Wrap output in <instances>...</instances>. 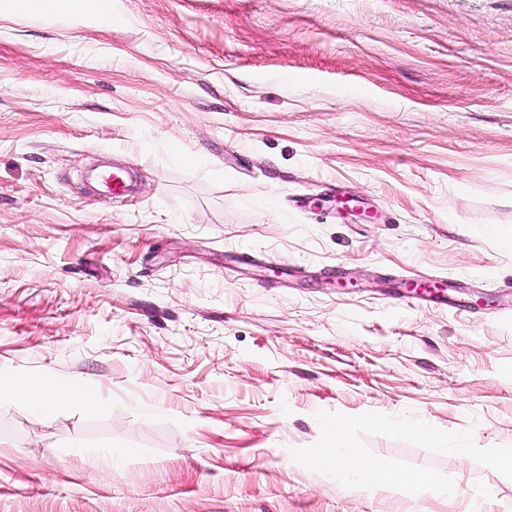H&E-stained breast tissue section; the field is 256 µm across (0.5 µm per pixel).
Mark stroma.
Wrapping results in <instances>:
<instances>
[{
    "label": "stroma",
    "mask_w": 512,
    "mask_h": 512,
    "mask_svg": "<svg viewBox=\"0 0 512 512\" xmlns=\"http://www.w3.org/2000/svg\"><path fill=\"white\" fill-rule=\"evenodd\" d=\"M1 371L0 512H512V0H0ZM95 178L103 187V195L108 199L123 196L129 188L125 174L120 171L103 170ZM9 403L45 410L60 402H78L89 409L98 406V394L93 385L74 383L59 388L47 380L4 379L0 374V405ZM306 461L316 467L333 470L342 481L366 478L375 483L400 482L414 486L436 489L444 495H453L454 486H444L434 479L422 475L394 474L383 460H370L351 448L347 425L340 419H327L323 425V439L317 448H312Z\"/></svg>",
    "instance_id": "obj_1"
}]
</instances>
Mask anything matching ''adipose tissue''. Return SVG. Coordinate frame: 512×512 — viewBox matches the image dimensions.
Returning <instances> with one entry per match:
<instances>
[{
	"label": "adipose tissue",
	"instance_id": "ef3b65f1",
	"mask_svg": "<svg viewBox=\"0 0 512 512\" xmlns=\"http://www.w3.org/2000/svg\"><path fill=\"white\" fill-rule=\"evenodd\" d=\"M10 402L45 410L60 402H78L87 408L98 406V394L93 385L74 383L60 388L47 380H26L0 377V403ZM309 464L335 471L340 480L366 478L376 483L401 481L424 488H436L445 495L454 494V486H440L426 475L397 476L381 460H370L351 448L347 425L340 419L326 420L323 439L306 456Z\"/></svg>",
	"mask_w": 512,
	"mask_h": 512
}]
</instances>
